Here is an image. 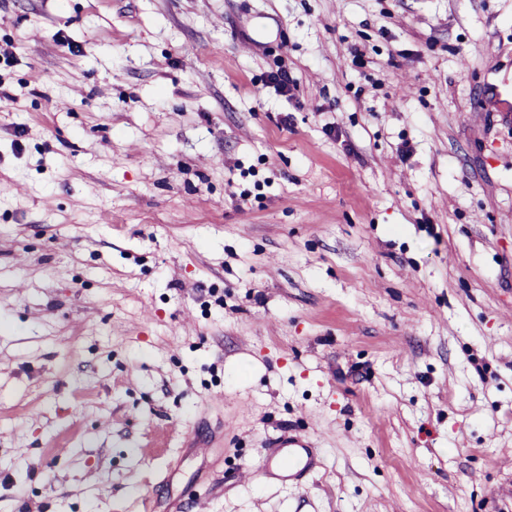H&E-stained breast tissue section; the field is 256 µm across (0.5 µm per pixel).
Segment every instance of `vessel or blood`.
I'll use <instances>...</instances> for the list:
<instances>
[{
  "instance_id": "1",
  "label": "vessel or blood",
  "mask_w": 512,
  "mask_h": 512,
  "mask_svg": "<svg viewBox=\"0 0 512 512\" xmlns=\"http://www.w3.org/2000/svg\"><path fill=\"white\" fill-rule=\"evenodd\" d=\"M269 446L257 472L282 484L299 485L318 465L314 445L305 437L283 434L270 441Z\"/></svg>"
}]
</instances>
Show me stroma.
<instances>
[{
	"label": "stroma",
	"instance_id": "35a3bbf8",
	"mask_svg": "<svg viewBox=\"0 0 512 512\" xmlns=\"http://www.w3.org/2000/svg\"><path fill=\"white\" fill-rule=\"evenodd\" d=\"M489 83L512 0H0V512H512ZM266 454L255 471L284 485L300 486V481L318 466L313 443L302 436L282 434L269 442Z\"/></svg>",
	"mask_w": 512,
	"mask_h": 512
}]
</instances>
